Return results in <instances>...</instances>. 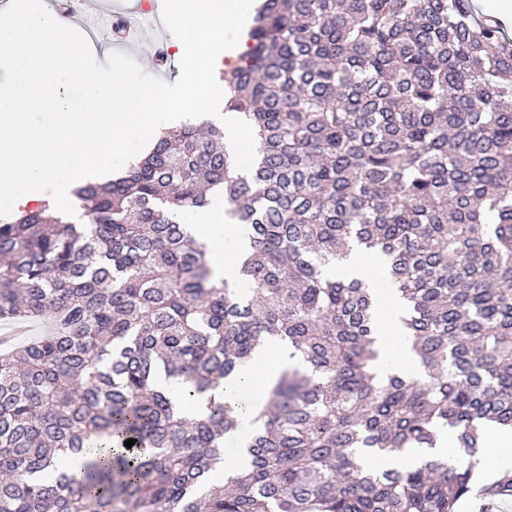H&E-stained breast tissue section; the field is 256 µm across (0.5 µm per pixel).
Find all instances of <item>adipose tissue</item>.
<instances>
[{"label": "adipose tissue", "mask_w": 512, "mask_h": 512, "mask_svg": "<svg viewBox=\"0 0 512 512\" xmlns=\"http://www.w3.org/2000/svg\"><path fill=\"white\" fill-rule=\"evenodd\" d=\"M225 207L217 203L207 212L202 224L196 225L195 233L211 248L213 267L218 275L231 279L237 274V258L241 250V237L230 221L224 217ZM336 273L348 279H358L375 292L378 314L382 321L378 337V359L374 363L377 376L396 371L408 377L420 376L418 358L404 335L400 316L402 302L384 284L383 267H370L365 251L353 249L350 255L335 268ZM288 361V346L278 340H269L256 351L252 360L244 365L224 385V399L239 406L242 433H249L256 416L255 408L267 398L270 383ZM448 440L440 438L433 448H406L397 453L379 455L358 454L359 463H371L381 468L400 465L418 466L428 459H447ZM476 458L481 477L490 478L500 471L512 468V429L486 428L482 446Z\"/></svg>", "instance_id": "obj_1"}]
</instances>
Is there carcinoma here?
<instances>
[{
  "label": "carcinoma",
  "mask_w": 512,
  "mask_h": 512,
  "mask_svg": "<svg viewBox=\"0 0 512 512\" xmlns=\"http://www.w3.org/2000/svg\"><path fill=\"white\" fill-rule=\"evenodd\" d=\"M501 29L467 0H261L221 71L250 171L223 129L186 124L80 187L86 223L0 221V320L52 321L0 352V512H456L481 430L512 426ZM213 195L248 247L234 281L183 223ZM354 242L386 265L420 378L373 372V294L328 272ZM268 338L302 364L258 409L247 470L208 489L239 426L224 383ZM446 430L448 463L354 457ZM492 490L512 498V470Z\"/></svg>",
  "instance_id": "obj_1"
}]
</instances>
